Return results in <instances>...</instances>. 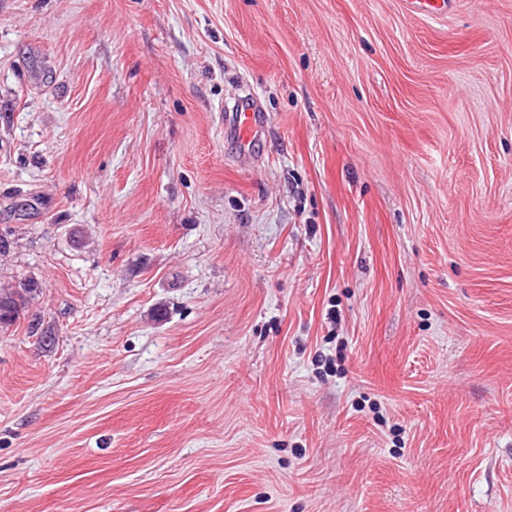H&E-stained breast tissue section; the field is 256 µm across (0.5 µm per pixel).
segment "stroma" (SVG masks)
<instances>
[{
    "mask_svg": "<svg viewBox=\"0 0 512 512\" xmlns=\"http://www.w3.org/2000/svg\"><path fill=\"white\" fill-rule=\"evenodd\" d=\"M0 238V512H512V0H0ZM264 120V115L257 112L256 106L250 98L244 96L236 100L229 115V126L226 129L238 143L243 157H249L255 151ZM34 281L23 283L19 288L0 285V328L12 326L20 318L37 294Z\"/></svg>",
    "mask_w": 512,
    "mask_h": 512,
    "instance_id": "35a3bbf8",
    "label": "stroma"
}]
</instances>
